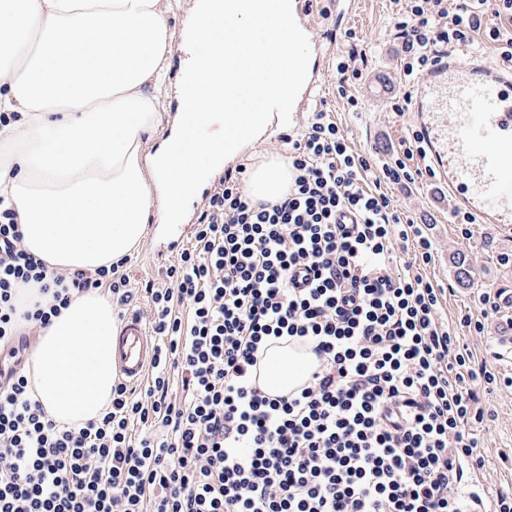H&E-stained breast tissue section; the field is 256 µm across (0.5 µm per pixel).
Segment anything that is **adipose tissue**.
Wrapping results in <instances>:
<instances>
[{"label": "adipose tissue", "instance_id": "1", "mask_svg": "<svg viewBox=\"0 0 512 512\" xmlns=\"http://www.w3.org/2000/svg\"><path fill=\"white\" fill-rule=\"evenodd\" d=\"M223 5L242 18L229 37L261 40L281 71L304 75L306 55L288 48L289 0L259 33L252 0ZM0 12L14 20L0 29V112L22 115L0 128V207L15 212L26 250L48 269L91 271L133 254L150 221H179L211 171L256 143L265 115L238 111L240 66L221 51L200 56L215 92L204 110L187 114L218 153L188 158L180 127L163 126L157 91L167 71V0H0ZM289 179L284 164L264 163L248 192L278 198ZM82 325L87 337L74 341ZM117 333L112 304L99 292L75 297L40 333L29 378L50 418L80 426L100 414L116 378Z\"/></svg>", "mask_w": 512, "mask_h": 512}]
</instances>
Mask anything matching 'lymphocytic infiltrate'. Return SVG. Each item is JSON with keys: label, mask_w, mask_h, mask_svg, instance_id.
I'll return each mask as SVG.
<instances>
[{"label": "lymphocytic infiltrate", "mask_w": 512, "mask_h": 512, "mask_svg": "<svg viewBox=\"0 0 512 512\" xmlns=\"http://www.w3.org/2000/svg\"><path fill=\"white\" fill-rule=\"evenodd\" d=\"M496 23L485 21L487 2ZM406 94L448 48L491 47L512 69V0H392ZM367 71L364 50L337 55L347 109ZM418 132L377 162L329 113L312 114L288 145L293 180L259 201L244 176L220 180L191 244L157 282L138 285L122 263L48 270L0 211V512H462L470 469L484 468L480 391L495 373L458 339L487 335L500 293L451 319L426 274L435 245L388 195L392 182L434 177L414 166ZM51 281L34 312L22 285ZM99 291L117 316L142 307L160 355L142 389L122 381L94 421L49 419L31 392L24 353L68 307ZM311 341L321 365L302 395L260 394L252 370L271 341Z\"/></svg>", "instance_id": "1"}]
</instances>
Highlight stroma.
<instances>
[{"label": "stroma", "instance_id": "obj_1", "mask_svg": "<svg viewBox=\"0 0 512 512\" xmlns=\"http://www.w3.org/2000/svg\"><path fill=\"white\" fill-rule=\"evenodd\" d=\"M388 0H358L351 22L368 56V71L382 86L381 98H367L366 109L354 114L344 112L337 93L326 95L324 110L337 113L350 134L370 151L389 153L396 150L409 129L407 118L394 117L391 123L377 124L372 113L382 111L389 101L402 91L395 60V43L388 27ZM390 196L410 208L411 217L438 246L429 276L448 287L447 314L458 315L472 306L485 287L512 293V263L502 265L498 253L512 247L495 227L472 224L469 227L453 223L448 217V198L433 187L431 180L420 179L415 184H391ZM478 268V275H469V268ZM492 452L486 465L498 475L499 484H506V472L512 466V421L490 424L485 433Z\"/></svg>", "mask_w": 512, "mask_h": 512}]
</instances>
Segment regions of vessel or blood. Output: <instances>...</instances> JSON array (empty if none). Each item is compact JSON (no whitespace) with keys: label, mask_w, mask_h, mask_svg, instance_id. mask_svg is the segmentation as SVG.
<instances>
[{"label":"vessel or blood","mask_w":512,"mask_h":512,"mask_svg":"<svg viewBox=\"0 0 512 512\" xmlns=\"http://www.w3.org/2000/svg\"><path fill=\"white\" fill-rule=\"evenodd\" d=\"M292 44L310 58L303 81L293 85L288 110L266 123L260 140L276 156L284 155L289 139L298 135L323 99L332 52L325 25L334 19L344 28L353 14L355 0H293ZM209 27L193 24L187 35L172 45L175 61H193L195 44L207 42ZM252 77L272 68L261 46L234 47ZM409 120L421 134L426 164L456 206L478 224H490L512 231V70L506 71L488 60L476 46L462 44L449 50L445 59L415 82L409 103ZM182 147L189 152L212 149L203 131L184 128ZM190 238L188 225L157 224L144 250L158 268H166ZM271 351L300 361L301 371L288 382L276 383L266 365H258L253 379L273 398L288 399L310 385L319 369L313 348L302 341L274 343ZM159 353V342L150 325L140 316L127 315L113 347L119 379L139 387ZM464 512H493L494 496L480 479H471L464 493Z\"/></svg>","instance_id":"b4317fda"}]
</instances>
